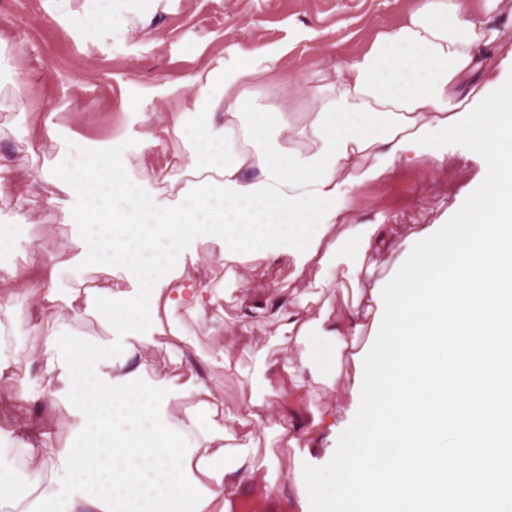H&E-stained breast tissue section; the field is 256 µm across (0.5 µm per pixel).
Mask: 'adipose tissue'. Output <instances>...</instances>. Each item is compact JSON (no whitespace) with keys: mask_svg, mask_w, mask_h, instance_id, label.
<instances>
[{"mask_svg":"<svg viewBox=\"0 0 512 512\" xmlns=\"http://www.w3.org/2000/svg\"><path fill=\"white\" fill-rule=\"evenodd\" d=\"M503 3L409 0L399 26L307 84L311 107L296 122L288 119L287 99L262 102L248 90L259 74L251 60L229 68L216 58L197 80L220 84L221 94L194 101L193 117L172 123L173 139L188 152L178 170L159 177L108 148L89 154L79 171L45 173L48 184L84 202L62 216L79 230L80 262L118 274L86 296L111 335L145 350L164 332L161 313L201 315L212 298L184 282V256L213 242L223 245L225 270L242 287L263 278L258 259L273 258L309 287L351 291L339 313L277 302L282 331L302 351L298 360L262 366L264 373L278 369L297 391L341 388L347 353L378 311L361 285L375 273L376 254L400 245L387 225L351 223L349 180L387 154L447 167V160L398 143L483 93L500 25L512 23ZM219 108L224 123L217 126ZM116 194L138 199V213L99 206ZM41 305L45 373L62 384L83 434L65 448L41 441L25 456L38 472L69 478L68 512H229L244 484L274 464L269 456L256 462L251 428L272 424L293 444L334 426L330 413L293 408L284 415L261 394L247 407L224 408L212 386L192 379L176 386L160 374L146 377L140 366L113 375L111 353L63 337L76 299L62 302L51 291ZM193 429L199 436L190 443Z\"/></svg>","mask_w":512,"mask_h":512,"instance_id":"adipose-tissue-1","label":"adipose tissue"}]
</instances>
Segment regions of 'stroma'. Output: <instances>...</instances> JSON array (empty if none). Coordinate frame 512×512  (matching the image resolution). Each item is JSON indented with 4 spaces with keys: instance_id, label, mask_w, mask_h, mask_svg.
Masks as SVG:
<instances>
[{
    "instance_id": "stroma-1",
    "label": "stroma",
    "mask_w": 512,
    "mask_h": 512,
    "mask_svg": "<svg viewBox=\"0 0 512 512\" xmlns=\"http://www.w3.org/2000/svg\"><path fill=\"white\" fill-rule=\"evenodd\" d=\"M408 0H156L142 11L137 0H0V224L16 227L12 249L0 256V325L10 331L0 348V471L16 475L24 445L49 435L66 447L81 433L79 414L49 382L41 358L45 337L35 327L44 319L38 301L47 288L66 298L102 286L109 277L78 265L74 230L61 223L62 210L81 208L79 200L51 194L43 167L68 173L80 169L96 150L118 147L143 156L150 169L172 173L182 146L165 133L171 120L190 110L196 98L214 88L195 83L216 58L235 64L253 57L263 71L249 88L264 95L275 87L289 94L290 115L307 111L303 86L315 73L364 51L377 33L398 26ZM110 16L102 35L85 31L73 17L81 6ZM154 133L158 146L142 154V135ZM41 143L40 154L29 151ZM447 169L423 163H397L382 181L355 187L347 199L356 224H400L420 232L446 223L451 212L486 177L466 147L448 148ZM39 202L29 214L24 199ZM187 279L215 297L198 319L175 311L171 322L187 344L162 336L149 351L134 350L129 365L146 374L166 371L176 383L195 376L218 386L225 406L247 405L258 358L229 348L238 371L224 372L209 357L234 328L252 331L244 293L224 278L221 246L203 247L187 258ZM67 333L89 347L109 346L111 335L91 306L80 303ZM26 393H19L18 379ZM354 397L350 387L334 392L310 386L306 412L332 411L347 422ZM258 456L273 453L278 463L267 477L278 494H287L295 464L320 465V455L304 456L274 431L256 430Z\"/></svg>"
}]
</instances>
